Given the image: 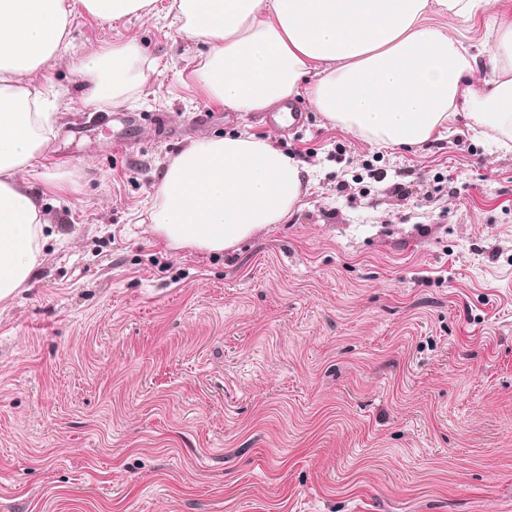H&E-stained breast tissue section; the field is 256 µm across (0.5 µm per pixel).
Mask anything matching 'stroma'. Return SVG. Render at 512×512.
<instances>
[{
  "label": "stroma",
  "instance_id": "stroma-1",
  "mask_svg": "<svg viewBox=\"0 0 512 512\" xmlns=\"http://www.w3.org/2000/svg\"><path fill=\"white\" fill-rule=\"evenodd\" d=\"M170 2L75 6L29 78L56 108L41 263L0 301V512H512V134L460 114L386 146L305 95L280 133L208 99ZM499 11L425 23L486 65ZM128 45L148 80L87 100L81 64ZM239 133L312 183L238 249L170 247L166 164ZM91 15L109 21H118L130 15L149 13L154 0H80Z\"/></svg>",
  "mask_w": 512,
  "mask_h": 512
}]
</instances>
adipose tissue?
<instances>
[{
	"mask_svg": "<svg viewBox=\"0 0 512 512\" xmlns=\"http://www.w3.org/2000/svg\"><path fill=\"white\" fill-rule=\"evenodd\" d=\"M484 0H172L174 23L210 46L196 73L215 103L264 112L308 93L326 119L390 145L428 140L457 112L512 133V20L493 26L486 78L478 56L425 26L434 9L466 20ZM70 0H0V301L26 284L40 259L42 208L31 181L52 131L29 75L65 42ZM93 97L119 98L146 81L134 46L83 64ZM318 80L310 90L301 81ZM313 169L269 140L225 135L197 141L166 166L154 232L170 246L222 252L285 221Z\"/></svg>",
	"mask_w": 512,
	"mask_h": 512,
	"instance_id": "obj_1",
	"label": "adipose tissue"
}]
</instances>
